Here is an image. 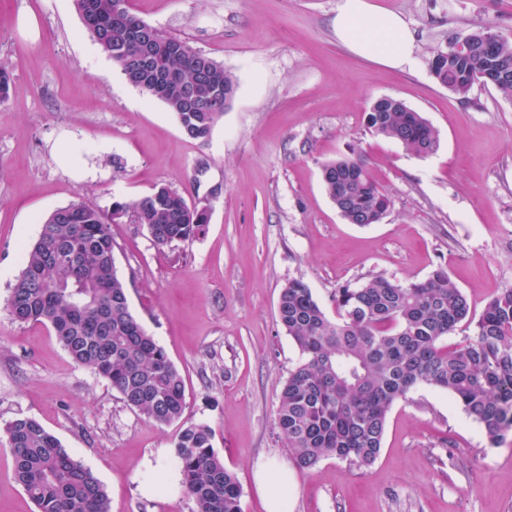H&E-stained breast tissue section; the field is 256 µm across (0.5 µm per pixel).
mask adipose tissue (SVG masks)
<instances>
[{"label": "adipose tissue", "instance_id": "obj_1", "mask_svg": "<svg viewBox=\"0 0 512 512\" xmlns=\"http://www.w3.org/2000/svg\"><path fill=\"white\" fill-rule=\"evenodd\" d=\"M332 24L337 39L363 58L391 68L416 62L414 34L396 12L368 0H340Z\"/></svg>", "mask_w": 512, "mask_h": 512}]
</instances>
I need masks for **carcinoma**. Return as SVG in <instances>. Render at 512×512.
<instances>
[{
    "instance_id": "obj_1",
    "label": "carcinoma",
    "mask_w": 512,
    "mask_h": 512,
    "mask_svg": "<svg viewBox=\"0 0 512 512\" xmlns=\"http://www.w3.org/2000/svg\"><path fill=\"white\" fill-rule=\"evenodd\" d=\"M96 44L135 87L152 93L144 79L173 75L160 100L182 132L207 140L224 106L183 88L220 86L234 95L236 78L224 65L133 14L128 0H75ZM493 36L490 43L483 42ZM177 43L182 50L169 51ZM429 68L437 81L464 102L476 85L512 101V38L483 26L454 34L436 47ZM372 133L426 156L438 135L402 101L382 96L367 113ZM322 181L336 209L350 224L380 223L390 196L373 179L359 153L322 165ZM117 213L146 226L159 246L192 240L206 225L190 201L166 186L104 210L78 201L54 210L25 252L24 268L7 309L20 323L54 330L70 358L105 378L124 403L158 425L182 419L183 378L129 308L118 277L110 224ZM330 319L311 289L294 280L281 291L278 319L299 351L279 396L277 425L296 468L305 473L334 457L358 467L379 456L388 412L420 385L448 392L483 427L493 444L512 432V285L500 289L479 318L443 269L401 283L377 275L336 290ZM472 335L449 348L443 340L461 323ZM13 475L37 512H112L109 495L38 421L13 420L5 429ZM205 423H189L174 446L184 494L192 512H242L241 489L212 446Z\"/></svg>"
}]
</instances>
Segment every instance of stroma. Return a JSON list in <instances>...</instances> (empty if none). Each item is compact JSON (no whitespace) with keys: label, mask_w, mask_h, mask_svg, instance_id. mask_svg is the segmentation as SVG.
Listing matches in <instances>:
<instances>
[{"label":"stroma","mask_w":512,"mask_h":512,"mask_svg":"<svg viewBox=\"0 0 512 512\" xmlns=\"http://www.w3.org/2000/svg\"><path fill=\"white\" fill-rule=\"evenodd\" d=\"M401 14L417 65L364 60L336 38L338 0H131L133 11L230 70L237 90L204 141L130 85L86 32L74 0H0V432L27 416L105 486L112 512H191L173 456L184 424L205 423L236 477L243 512H267L263 464L288 469V512H512V434L492 446L448 395L423 385L397 401L375 463L293 468L278 396L299 353L278 321L282 289L305 282L328 317L338 288L444 269L473 313L512 285V102L441 86L428 59L449 33L512 36V0H372ZM391 96L438 134L418 156L366 125ZM111 142V152L101 149ZM359 151L392 200L382 223H347L322 164ZM167 186L209 212L203 235L154 244L128 217L111 226L130 310L182 374L187 409L160 426L77 366L51 327L6 303L26 243L55 209L101 208ZM0 512H35L0 446Z\"/></svg>","instance_id":"35a3bbf8"}]
</instances>
